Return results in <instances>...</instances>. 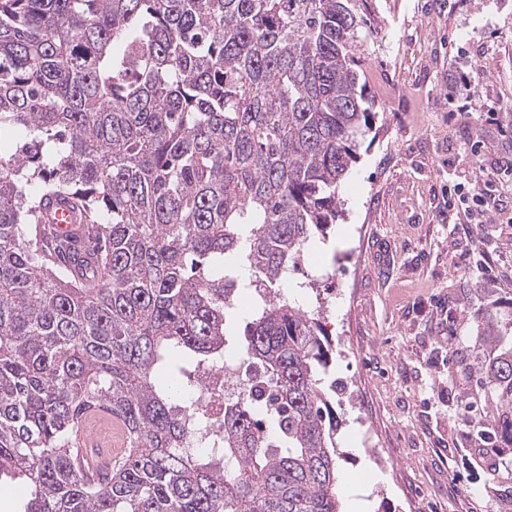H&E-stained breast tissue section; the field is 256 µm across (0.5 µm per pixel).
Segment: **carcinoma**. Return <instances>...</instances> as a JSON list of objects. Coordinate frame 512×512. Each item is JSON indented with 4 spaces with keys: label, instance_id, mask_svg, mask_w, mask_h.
<instances>
[{
    "label": "carcinoma",
    "instance_id": "obj_1",
    "mask_svg": "<svg viewBox=\"0 0 512 512\" xmlns=\"http://www.w3.org/2000/svg\"><path fill=\"white\" fill-rule=\"evenodd\" d=\"M359 0H0V475L26 512H341L318 318L273 291L342 212ZM67 202L80 247L52 239ZM250 271L242 281L239 271ZM223 421L191 396L227 365ZM479 371L512 440V318ZM127 448L83 475L84 420Z\"/></svg>",
    "mask_w": 512,
    "mask_h": 512
}]
</instances>
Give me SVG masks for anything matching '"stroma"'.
Here are the masks:
<instances>
[{"label": "stroma", "instance_id": "35a3bbf8", "mask_svg": "<svg viewBox=\"0 0 512 512\" xmlns=\"http://www.w3.org/2000/svg\"><path fill=\"white\" fill-rule=\"evenodd\" d=\"M357 41L373 119L343 215L289 275L342 387L338 484L365 512H407L409 495L419 512H512V441L477 360L478 314L512 313V180L501 211L448 219L458 185L512 158V121L488 118L512 110V0H365Z\"/></svg>", "mask_w": 512, "mask_h": 512}]
</instances>
